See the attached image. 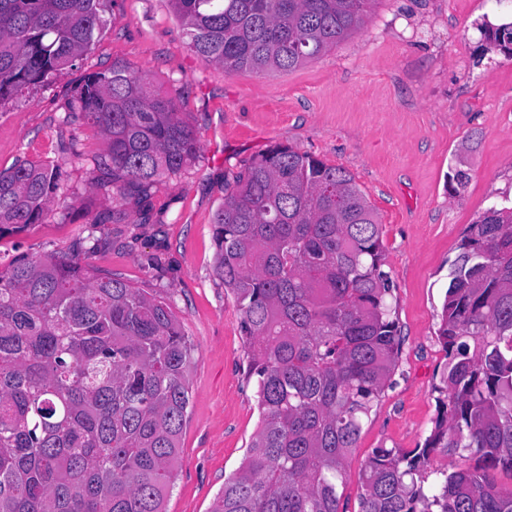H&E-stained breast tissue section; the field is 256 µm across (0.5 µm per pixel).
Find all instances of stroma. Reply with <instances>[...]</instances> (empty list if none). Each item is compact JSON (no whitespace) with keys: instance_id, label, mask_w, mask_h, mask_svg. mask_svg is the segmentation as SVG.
I'll return each instance as SVG.
<instances>
[{"instance_id":"1","label":"stroma","mask_w":512,"mask_h":512,"mask_svg":"<svg viewBox=\"0 0 512 512\" xmlns=\"http://www.w3.org/2000/svg\"><path fill=\"white\" fill-rule=\"evenodd\" d=\"M488 0H373L364 23L288 72L231 74L188 48L167 0H109L90 49L49 86L0 103V171L61 170L48 217L0 235V268L54 254L170 301L195 347L191 409L165 512H211L259 422L247 340L234 297L214 273L213 219L226 184L273 145L341 168L380 222L400 353L346 461L342 512H360L373 450L423 447L448 363L437 336L451 261L469 224L512 198V58L482 52L474 23ZM120 61L177 101L200 137L196 158L146 197L102 175L105 139L70 104L84 76ZM467 172L453 188L448 175ZM94 235L95 248L81 240Z\"/></svg>"}]
</instances>
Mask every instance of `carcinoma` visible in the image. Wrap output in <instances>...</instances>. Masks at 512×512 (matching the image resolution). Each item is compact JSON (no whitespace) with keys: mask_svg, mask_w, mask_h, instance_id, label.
<instances>
[{"mask_svg":"<svg viewBox=\"0 0 512 512\" xmlns=\"http://www.w3.org/2000/svg\"><path fill=\"white\" fill-rule=\"evenodd\" d=\"M189 49L232 73L290 71L353 34L373 0H169ZM107 0H0V103L95 40ZM512 57V22L480 26ZM71 114L108 141L117 192L146 193L199 150L175 100L120 63L85 75ZM56 165L0 172V235L41 223ZM216 275L241 312L262 414L213 512H341L345 461L396 367L380 227L354 178L274 145L232 178L213 222ZM438 340L446 400L414 456L377 448L360 512H512V205L468 225ZM194 347L166 298L52 254L0 269V512H165L190 409ZM436 448L476 467L438 470Z\"/></svg>","mask_w":512,"mask_h":512,"instance_id":"obj_1","label":"carcinoma"}]
</instances>
